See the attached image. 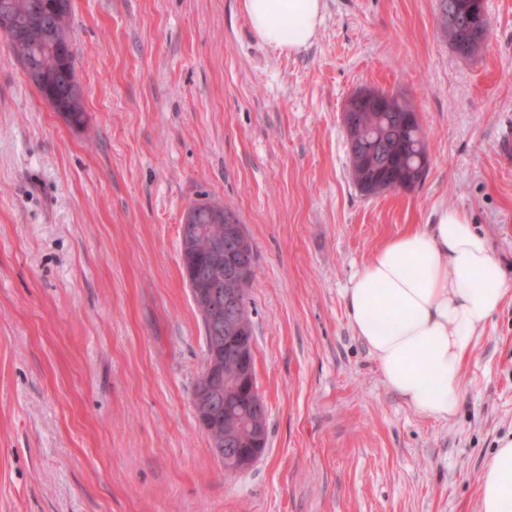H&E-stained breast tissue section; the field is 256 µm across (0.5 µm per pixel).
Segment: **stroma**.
<instances>
[{
  "label": "stroma",
  "mask_w": 512,
  "mask_h": 512,
  "mask_svg": "<svg viewBox=\"0 0 512 512\" xmlns=\"http://www.w3.org/2000/svg\"><path fill=\"white\" fill-rule=\"evenodd\" d=\"M81 125L0 44V512H477L512 432V299L463 367L457 415L384 383L344 290L387 239L467 211L512 278V0L476 57L439 0H326L314 40L260 42L240 0H73ZM415 106L416 190L360 194L342 107ZM224 203L248 290L267 442L229 473L196 419L203 325L181 273L187 207ZM440 18L442 22L448 21V27L440 23ZM440 18L438 14L437 25L443 36L448 39V44L456 55L469 59L475 57L483 49L486 39L479 41L472 37L469 32V20L465 19L461 26L455 28L459 16L454 2L445 3L444 9L440 12ZM448 29L452 30L448 31Z\"/></svg>",
  "instance_id": "35a3bbf8"
}]
</instances>
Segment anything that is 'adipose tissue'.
<instances>
[{
  "mask_svg": "<svg viewBox=\"0 0 512 512\" xmlns=\"http://www.w3.org/2000/svg\"><path fill=\"white\" fill-rule=\"evenodd\" d=\"M256 38L276 49L306 47L323 0H240ZM512 281L489 237L468 213L444 209L435 223L384 242L344 292L350 323L387 387L419 414L448 419L465 388L463 365ZM479 512H512V434L498 439L478 477Z\"/></svg>",
  "mask_w": 512,
  "mask_h": 512,
  "instance_id": "ef3b65f1",
  "label": "adipose tissue"
}]
</instances>
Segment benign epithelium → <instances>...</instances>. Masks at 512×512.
Instances as JSON below:
<instances>
[{
  "label": "benign epithelium",
  "mask_w": 512,
  "mask_h": 512,
  "mask_svg": "<svg viewBox=\"0 0 512 512\" xmlns=\"http://www.w3.org/2000/svg\"><path fill=\"white\" fill-rule=\"evenodd\" d=\"M67 3L63 0H47L45 10L50 18L48 22L40 20L32 23L25 16L18 17L12 6L0 7V27L12 33L15 43H24L31 38L32 28H38V40L48 44L55 40V26L58 17L62 15ZM34 76L42 85L45 98L53 101V106L61 112L83 105V90L77 76H72L66 89L65 101H60L55 85L48 83L43 71L34 72ZM360 108L373 112H399L402 100L396 94L383 93L372 87H363L356 90L346 100L343 112V127L349 147H358V160H367L376 164L374 151H365L366 140L377 139L381 130L376 129L366 133L355 129L350 123V113ZM210 223L225 224L224 235L215 239L208 253V260L202 267L203 274L197 282L191 284L192 293L204 304L205 314L209 320L210 336L214 349L224 351L235 356L244 364L240 382V395L253 398L251 423H259L266 414L265 405L261 399L255 397V385L252 369L249 364L250 357L254 355V343L250 331L239 316L242 314V298L244 288L248 286L251 273L241 263L236 241L242 233L241 226L234 223L232 218H224V204L211 202L208 207ZM203 227L196 224V211L187 210L181 224L182 259L188 258V253L195 248V240ZM222 359L215 358L203 371L198 387L193 395V407L200 422L211 420L213 406L224 401V378H222ZM213 448L219 457L229 456L235 462L234 469L248 468L260 455L261 449H240L239 453L224 452V434H219L213 443Z\"/></svg>",
  "instance_id": "1"
}]
</instances>
